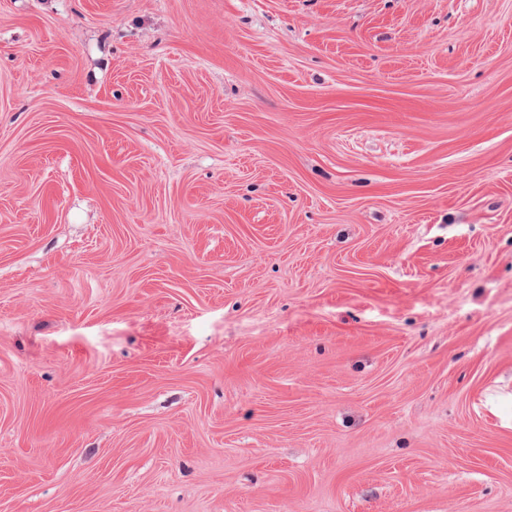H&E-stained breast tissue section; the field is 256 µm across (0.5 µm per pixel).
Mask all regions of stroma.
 I'll list each match as a JSON object with an SVG mask.
<instances>
[{"label":"stroma","mask_w":512,"mask_h":512,"mask_svg":"<svg viewBox=\"0 0 512 512\" xmlns=\"http://www.w3.org/2000/svg\"><path fill=\"white\" fill-rule=\"evenodd\" d=\"M0 512H512V0H0Z\"/></svg>","instance_id":"35a3bbf8"}]
</instances>
